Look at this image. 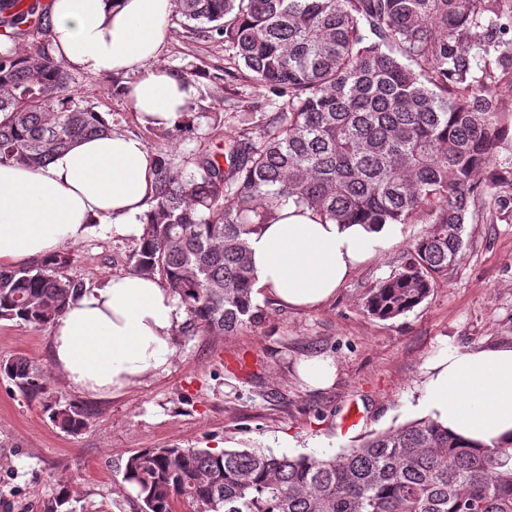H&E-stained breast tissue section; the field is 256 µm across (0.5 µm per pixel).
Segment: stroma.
<instances>
[{
    "mask_svg": "<svg viewBox=\"0 0 512 512\" xmlns=\"http://www.w3.org/2000/svg\"><path fill=\"white\" fill-rule=\"evenodd\" d=\"M223 42L185 28L172 15L158 61L197 89L193 126L170 139L141 124L128 97L134 75H93L70 70L80 106L106 113L114 131L142 138L153 154H167L183 174L195 156L216 152V133L259 134L275 112L271 97L248 79L226 72ZM469 208L460 261L431 295L393 319L362 309L370 288L388 278L423 233L404 224L388 249L358 268L336 296L316 310L278 306L260 299L262 318L238 332L215 336L188 322L175 331V352L165 372L150 374L119 395L98 399L68 387L51 361L46 327L0 320V361L25 356L47 377V391L30 397L0 376V512H42L43 502L70 489L83 512H140L136 492L123 484L119 464L146 448L222 450L288 449L313 455L351 448L374 432L424 417L422 400L430 363L451 349L512 345V187L479 175ZM136 239L88 237L74 245L70 277L86 286L130 272ZM333 359L334 383L311 388L300 376L309 359ZM72 401L91 418L78 435L51 420L48 404ZM364 415L360 427H338L349 406Z\"/></svg>",
    "mask_w": 512,
    "mask_h": 512,
    "instance_id": "obj_1",
    "label": "stroma"
}]
</instances>
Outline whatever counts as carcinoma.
I'll return each instance as SVG.
<instances>
[{"mask_svg":"<svg viewBox=\"0 0 512 512\" xmlns=\"http://www.w3.org/2000/svg\"><path fill=\"white\" fill-rule=\"evenodd\" d=\"M15 7L0 0L4 40L46 39L48 13ZM177 13L227 43L229 65L282 104L258 138L224 141L188 178L155 158V203L132 271L160 276L190 324L234 332L260 317L248 239L292 202L338 224L422 221L425 232L363 309L391 319L428 298L461 259L476 176L512 186V113L496 91L512 81L509 0H177ZM478 41L481 56L471 53ZM0 113V163L31 168L112 131L74 102L46 42L34 54L0 50ZM73 261L64 249L0 267V320L52 324L84 288L65 274ZM0 374L24 394L45 390L24 356ZM50 410L72 435L91 416L71 401ZM118 471L141 512H175L178 502L193 512H512V442L480 448L431 417L334 455L147 448ZM43 512H74L70 491Z\"/></svg>","mask_w":512,"mask_h":512,"instance_id":"obj_1","label":"carcinoma"}]
</instances>
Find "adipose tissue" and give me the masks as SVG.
Returning a JSON list of instances; mask_svg holds the SVG:
<instances>
[{
  "label": "adipose tissue",
  "instance_id": "obj_1",
  "mask_svg": "<svg viewBox=\"0 0 512 512\" xmlns=\"http://www.w3.org/2000/svg\"><path fill=\"white\" fill-rule=\"evenodd\" d=\"M173 9L174 0H52V52L88 73L134 74L128 95L139 121L180 125L196 89L157 62ZM155 195V158L124 133L79 139L38 168L0 164V266L39 261L92 235L141 237ZM398 237L395 224H339L287 204L248 240L254 293L318 308ZM182 319L159 278L109 277L54 322L53 367L77 393L124 392L166 370ZM426 408L463 439L512 443V346L442 354L430 366Z\"/></svg>",
  "mask_w": 512,
  "mask_h": 512
}]
</instances>
